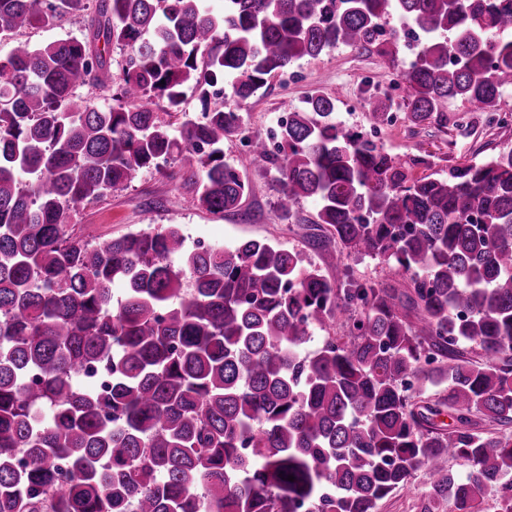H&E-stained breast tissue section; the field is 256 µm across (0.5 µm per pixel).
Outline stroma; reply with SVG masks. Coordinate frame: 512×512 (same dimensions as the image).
<instances>
[{
  "label": "stroma",
  "instance_id": "obj_1",
  "mask_svg": "<svg viewBox=\"0 0 512 512\" xmlns=\"http://www.w3.org/2000/svg\"><path fill=\"white\" fill-rule=\"evenodd\" d=\"M389 61L378 51L340 46L316 59L298 61L285 75L270 79L266 88L240 111L243 128L261 136L276 126L279 115L301 109L310 91L320 89L335 95L336 120L347 128L368 129L362 107L374 92H390L394 110L404 108L403 90H391ZM375 140L390 154L406 160L424 158L417 174L447 176L450 167L478 161L512 147V127L491 122L486 113L471 111L460 99L448 103V125L413 126L408 118L378 129ZM175 165L162 170H144L124 189L107 192L103 198L78 205L70 212L76 230L90 239H109L167 224L179 225L187 242L230 246L264 238L300 251L305 261L320 263L321 254L304 236V219L315 213L311 202L298 208V222L283 220L277 207L280 187L272 173L251 172L257 189L238 215L217 216L201 210L193 193L175 174Z\"/></svg>",
  "mask_w": 512,
  "mask_h": 512
}]
</instances>
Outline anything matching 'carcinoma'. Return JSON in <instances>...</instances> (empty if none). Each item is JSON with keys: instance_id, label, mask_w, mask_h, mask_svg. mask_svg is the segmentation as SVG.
I'll return each instance as SVG.
<instances>
[{"instance_id": "cac0c4a2", "label": "carcinoma", "mask_w": 512, "mask_h": 512, "mask_svg": "<svg viewBox=\"0 0 512 512\" xmlns=\"http://www.w3.org/2000/svg\"><path fill=\"white\" fill-rule=\"evenodd\" d=\"M89 3L0 0V36ZM508 22L512 0H224L221 15L95 0L84 38L0 57V512H375L420 467V512H482L489 490L512 512V148L419 176L425 160L340 127L329 93L289 114L274 151L239 116L338 46L386 55L417 125H447L451 99L493 112L512 87ZM188 85L201 118L175 135L153 105L178 110ZM392 106L364 99L373 129ZM171 161L213 215L271 166L288 217L316 203L336 278L267 240L189 249L177 224L96 241L69 223ZM345 254L402 282H360ZM335 321L342 335L302 351ZM90 372L110 391L84 386Z\"/></svg>"}]
</instances>
